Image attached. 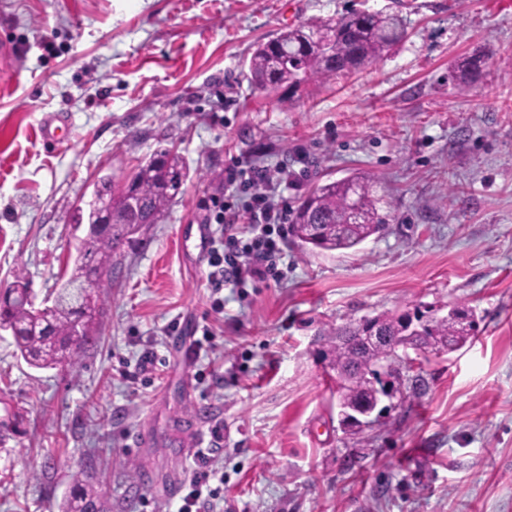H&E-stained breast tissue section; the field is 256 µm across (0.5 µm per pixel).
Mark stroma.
Masks as SVG:
<instances>
[{
  "mask_svg": "<svg viewBox=\"0 0 512 512\" xmlns=\"http://www.w3.org/2000/svg\"><path fill=\"white\" fill-rule=\"evenodd\" d=\"M385 7L408 37L381 59L250 86L258 43ZM56 113L68 140L52 147L38 128ZM161 145L189 176L119 247L80 366L32 368L0 331V512H59L81 469L110 512H166L218 424L216 512H512V0H0V291L20 277L42 305L71 272L87 228L70 215L98 172L125 180ZM253 166L289 170L292 209L370 173L388 227L343 252L285 236L280 282L212 291L207 202ZM460 304L474 339L400 364L382 417L343 432L328 330Z\"/></svg>",
  "mask_w": 512,
  "mask_h": 512,
  "instance_id": "obj_1",
  "label": "stroma"
}]
</instances>
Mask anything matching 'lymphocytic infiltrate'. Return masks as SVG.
I'll use <instances>...</instances> for the list:
<instances>
[{
  "label": "lymphocytic infiltrate",
  "instance_id": "1",
  "mask_svg": "<svg viewBox=\"0 0 512 512\" xmlns=\"http://www.w3.org/2000/svg\"><path fill=\"white\" fill-rule=\"evenodd\" d=\"M230 192L212 197L215 219L220 226L216 247L210 248L208 280L212 288L278 278L282 257L280 242L288 222L286 203L273 199L275 183L266 168L229 171ZM224 441L223 428L212 431L211 445L198 449L197 472L179 499L176 512H207L210 501L203 495L211 472L210 455Z\"/></svg>",
  "mask_w": 512,
  "mask_h": 512
}]
</instances>
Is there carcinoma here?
<instances>
[{
	"label": "carcinoma",
	"instance_id": "cac0c4a2",
	"mask_svg": "<svg viewBox=\"0 0 512 512\" xmlns=\"http://www.w3.org/2000/svg\"><path fill=\"white\" fill-rule=\"evenodd\" d=\"M406 38L401 17L384 10L353 11L300 23L254 50L247 79L255 89L274 91L283 85L294 87L314 78L351 73L378 60ZM478 70L477 59H466L457 66L456 78L467 87ZM187 176L183 157L167 147L157 149L138 166L130 186L114 184L110 174L101 176V186L94 188L85 207H76L73 219L77 224H94L97 202L106 199L116 218L122 220L112 225V236L88 230L77 248L70 276L48 304L36 307L23 298L30 290L20 280L0 294V329L12 332L15 346L28 364L43 368L80 363L98 339L100 298H89L80 310L71 299V286L83 280L90 264L105 275L112 272V254L131 228L126 220L134 216L143 224L158 223ZM381 203L377 182L368 173L320 184L296 208L292 233L315 249H352L386 228L387 215L380 212ZM477 325L471 308L457 306L447 316L431 321L418 345L436 353L453 351L476 335ZM332 335L330 363L346 374L343 382L336 383L339 400L354 406L374 399L380 383L376 365H391L401 356L386 341L365 345L361 319L335 328ZM61 512H108V508L91 477L79 470L72 476Z\"/></svg>",
	"mask_w": 512,
	"mask_h": 512
}]
</instances>
